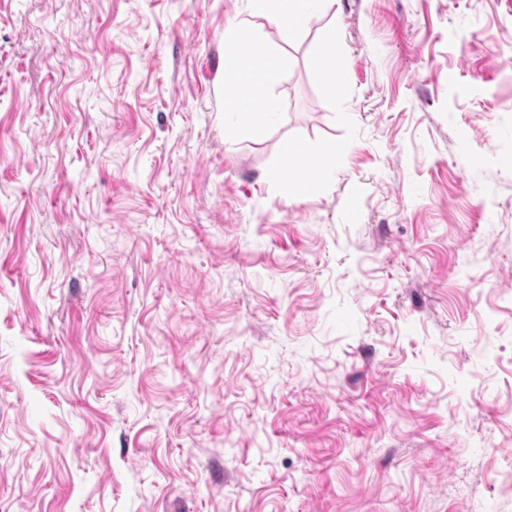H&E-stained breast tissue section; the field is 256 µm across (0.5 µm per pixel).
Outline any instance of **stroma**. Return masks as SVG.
Returning <instances> with one entry per match:
<instances>
[{
    "label": "stroma",
    "mask_w": 512,
    "mask_h": 512,
    "mask_svg": "<svg viewBox=\"0 0 512 512\" xmlns=\"http://www.w3.org/2000/svg\"><path fill=\"white\" fill-rule=\"evenodd\" d=\"M238 20L291 59L255 135ZM290 142L336 149L304 198ZM511 474L512 0H0V512H512ZM256 11L288 36L301 31L309 20L325 13L332 0H254Z\"/></svg>",
    "instance_id": "stroma-1"
}]
</instances>
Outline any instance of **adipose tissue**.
<instances>
[{
    "label": "adipose tissue",
    "mask_w": 512,
    "mask_h": 512,
    "mask_svg": "<svg viewBox=\"0 0 512 512\" xmlns=\"http://www.w3.org/2000/svg\"><path fill=\"white\" fill-rule=\"evenodd\" d=\"M256 10L269 22L275 24L288 35L301 31L316 14L326 12L332 0H254ZM224 41L228 46L224 66L227 71L237 73L239 82H256L266 94L260 106L253 107L242 98L234 96L226 100V111L232 112L239 121L243 132L256 133L255 117L267 116L277 109L275 99L267 91L279 80L288 67L289 59L285 53L270 52L265 54L262 68L257 73H247L239 68L241 51L251 50L252 36L249 23L239 22L225 29Z\"/></svg>",
    "instance_id": "1"
}]
</instances>
